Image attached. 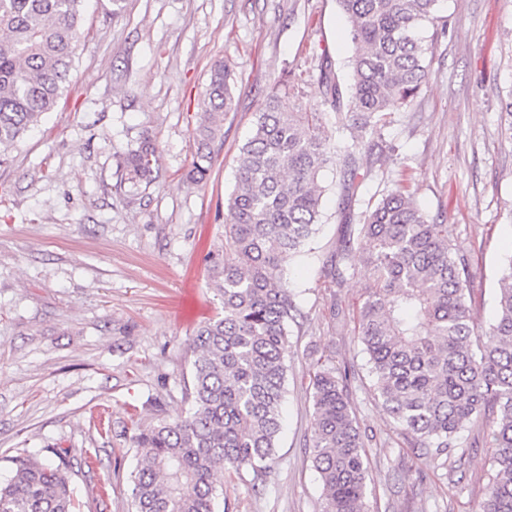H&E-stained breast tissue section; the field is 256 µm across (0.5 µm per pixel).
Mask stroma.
<instances>
[{
  "label": "stroma",
  "mask_w": 512,
  "mask_h": 512,
  "mask_svg": "<svg viewBox=\"0 0 512 512\" xmlns=\"http://www.w3.org/2000/svg\"><path fill=\"white\" fill-rule=\"evenodd\" d=\"M85 0L74 69L57 105L0 162V480L14 457L69 462L81 512H133L130 436L188 409L197 329L221 311L207 254L224 240L236 156L281 78L320 115L338 146L322 62L346 79L358 50L336 0ZM420 35L430 76L393 113L363 168L350 209L329 165L322 225L310 251L283 266L297 317L289 325L287 396L277 454L262 481L217 473L219 512H321L311 461L312 377L331 357L369 459L365 512H478L493 450L467 440L461 468L431 470L404 449L375 401L353 308L367 273L358 257L342 284L325 262L400 176L419 207L453 225L467 258L479 322L496 314L512 256V0H441ZM232 71L234 105L201 183L186 180L211 66ZM159 147L153 179H124L127 152ZM339 316H332V307Z\"/></svg>",
  "instance_id": "35a3bbf8"
}]
</instances>
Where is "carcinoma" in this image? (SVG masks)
Wrapping results in <instances>:
<instances>
[{
	"label": "carcinoma",
	"instance_id": "obj_1",
	"mask_svg": "<svg viewBox=\"0 0 512 512\" xmlns=\"http://www.w3.org/2000/svg\"><path fill=\"white\" fill-rule=\"evenodd\" d=\"M84 0H0V153L53 110L68 82ZM359 44L349 87L324 75L327 102L344 128L373 133L411 105L427 82L428 47L419 31L440 0H336ZM232 74L210 69L195 128L190 179H206L210 145L224 137L233 104ZM343 151L320 131L315 112L271 88L252 136L241 146L227 199L225 243L210 255L224 314L196 332L192 408L185 416L130 437L139 465L130 475L134 512H216L223 487L217 470L266 476L281 432L287 391L288 326L296 311L282 266L306 249L320 224V172L342 159L351 205L360 187L361 155ZM158 147L145 139L128 152L124 180L151 178ZM452 228L427 218L402 179L367 204L362 223L328 260L341 284L362 255L369 272L354 310V333L367 358L381 407L407 450L432 468L466 455L461 433L486 426L494 453L480 512H512V256L501 268L495 318L480 325L468 295L472 271L457 255ZM311 458L322 480V512H364L367 457L343 376L318 360L312 379ZM0 484V512H79L66 464L18 457Z\"/></svg>",
	"mask_w": 512,
	"mask_h": 512
}]
</instances>
